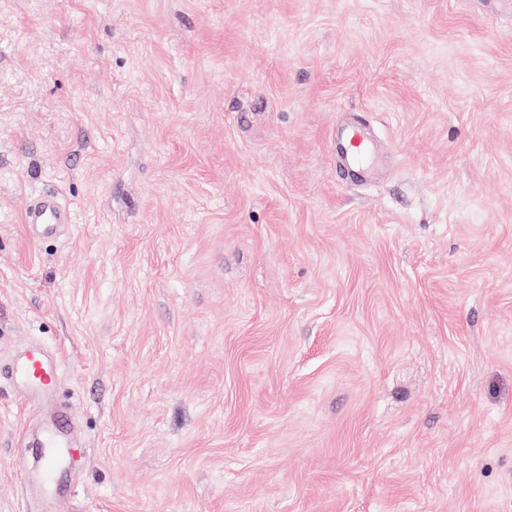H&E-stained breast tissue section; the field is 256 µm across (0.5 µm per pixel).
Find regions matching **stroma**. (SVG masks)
I'll return each instance as SVG.
<instances>
[{
	"instance_id": "1",
	"label": "stroma",
	"mask_w": 512,
	"mask_h": 512,
	"mask_svg": "<svg viewBox=\"0 0 512 512\" xmlns=\"http://www.w3.org/2000/svg\"><path fill=\"white\" fill-rule=\"evenodd\" d=\"M31 340L61 512H512V0H0V362ZM34 418L0 385V512ZM346 157L354 167L360 168L369 158L371 143L366 125L355 123L346 126L341 131ZM24 224H29L30 236L34 241L57 237L72 226L70 208L55 193H40L26 199L23 208ZM22 448L37 463V470L28 475L40 492V502L29 499L23 512L38 511L42 503L58 502L67 491L66 472L80 451L86 452L82 443L71 432V418L66 411L52 414L44 422L39 434L34 438L24 436Z\"/></svg>"
}]
</instances>
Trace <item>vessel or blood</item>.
<instances>
[{
	"instance_id": "vessel-or-blood-1",
	"label": "vessel or blood",
	"mask_w": 512,
	"mask_h": 512,
	"mask_svg": "<svg viewBox=\"0 0 512 512\" xmlns=\"http://www.w3.org/2000/svg\"><path fill=\"white\" fill-rule=\"evenodd\" d=\"M341 138L345 154L353 166H363L371 152L366 125L346 126L341 131ZM23 221L29 226L31 238L39 241L59 236L71 226L73 216L58 194L41 193L26 199ZM4 382L10 384L28 406L42 409L61 382L59 360L49 356L39 344H29L7 365L0 366V384ZM22 445L37 464L36 471L30 473L28 479L40 492L39 499L28 500L25 512H38L40 503L62 500L67 490L66 472L83 446L73 437L71 418L65 411L52 414L39 434L23 438Z\"/></svg>"
}]
</instances>
